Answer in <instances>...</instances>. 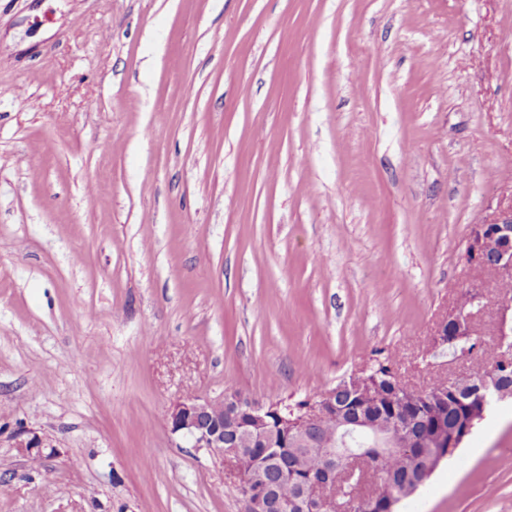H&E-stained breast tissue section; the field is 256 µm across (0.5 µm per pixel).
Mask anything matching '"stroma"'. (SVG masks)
<instances>
[{
    "mask_svg": "<svg viewBox=\"0 0 512 512\" xmlns=\"http://www.w3.org/2000/svg\"><path fill=\"white\" fill-rule=\"evenodd\" d=\"M511 202L512 0H0V512H247L172 404L485 366ZM395 512H512V417ZM489 225H494L488 229ZM463 258L472 270L490 267L499 278L512 277V203L501 208L493 222L478 224L467 241ZM480 267L481 271L489 269ZM495 274V273H494ZM501 286L512 291V278ZM478 316L477 312L467 308L466 303L457 306L437 323L434 336H436L438 342L455 349L461 347L464 352L465 348L462 344L468 343L471 336L474 335L473 324ZM448 326L450 329L449 336Z\"/></svg>",
    "mask_w": 512,
    "mask_h": 512,
    "instance_id": "stroma-1",
    "label": "stroma"
}]
</instances>
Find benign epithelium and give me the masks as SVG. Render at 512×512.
<instances>
[{"label": "benign epithelium", "mask_w": 512, "mask_h": 512, "mask_svg": "<svg viewBox=\"0 0 512 512\" xmlns=\"http://www.w3.org/2000/svg\"><path fill=\"white\" fill-rule=\"evenodd\" d=\"M476 226L467 241L463 258L472 269L490 267L500 278L512 277V204L501 208L492 222ZM512 312V294L501 297L499 341L512 344V328H507L508 313ZM478 313L462 304L440 320L434 336L438 342L458 348L474 335L473 324ZM268 405L239 394H226L221 399L188 397L178 401L168 415L171 430L189 440L194 448H207L225 459L241 457L256 447L257 442L268 436ZM336 414V403L320 400L314 408L298 419L302 432H311L323 421ZM229 427L232 439L224 441V427Z\"/></svg>", "instance_id": "benign-epithelium-1"}]
</instances>
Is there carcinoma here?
<instances>
[{
  "instance_id": "1",
  "label": "carcinoma",
  "mask_w": 512,
  "mask_h": 512,
  "mask_svg": "<svg viewBox=\"0 0 512 512\" xmlns=\"http://www.w3.org/2000/svg\"><path fill=\"white\" fill-rule=\"evenodd\" d=\"M483 353L491 363L470 373L472 400L456 397L442 381L419 391L399 385L392 376L397 364L389 357L374 360L367 394L336 390V416L324 427L339 434L342 421L364 416L369 427L359 435L355 448L369 463L347 468L336 489H328L313 503L327 506L334 500L335 512H379V504L387 498L399 502L411 496L440 465L434 449L454 432L480 424L481 405L496 399L485 391V384L495 379L497 388L512 389V362H508L512 351L490 346ZM269 405L274 407L269 420L276 434L275 447L258 448L241 458L245 474L252 476L243 492L266 485L273 493L269 512H303L306 480L322 473L330 456L341 465L344 451L338 444L303 446L295 434L279 428L282 422L298 419L304 401L278 399Z\"/></svg>"
}]
</instances>
